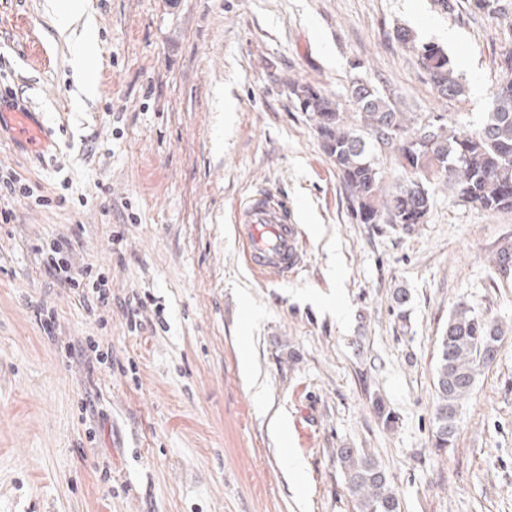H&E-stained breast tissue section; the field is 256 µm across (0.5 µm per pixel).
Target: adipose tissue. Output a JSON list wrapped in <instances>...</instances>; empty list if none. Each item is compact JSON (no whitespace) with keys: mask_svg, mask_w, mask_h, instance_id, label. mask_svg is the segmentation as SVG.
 Here are the masks:
<instances>
[{"mask_svg":"<svg viewBox=\"0 0 512 512\" xmlns=\"http://www.w3.org/2000/svg\"><path fill=\"white\" fill-rule=\"evenodd\" d=\"M48 4L55 16L66 21L78 20L82 23V31L74 42L71 66L82 79L85 96H92L97 89V83L91 74L97 54L94 19L86 15L84 0H48Z\"/></svg>","mask_w":512,"mask_h":512,"instance_id":"obj_1","label":"adipose tissue"}]
</instances>
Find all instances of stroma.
I'll return each mask as SVG.
<instances>
[{"mask_svg":"<svg viewBox=\"0 0 512 512\" xmlns=\"http://www.w3.org/2000/svg\"><path fill=\"white\" fill-rule=\"evenodd\" d=\"M88 4L100 83L77 111L71 47L46 0H0V89L50 134L36 151L0 134V172L66 197L12 201L15 219L0 226V512H356L339 448L377 458L401 512H512V277L492 264L512 242V212L460 205L439 184L425 223H355L288 94L307 82L349 112L361 81L408 115L480 124L512 5L492 20L468 0L451 14L431 0ZM400 28L448 52L465 97L437 96ZM260 188L298 211L303 265L285 282L253 273L236 237L234 209ZM77 227L76 264L103 272L114 297L147 296L144 329L130 331L117 307L99 326L45 275L34 244ZM33 301L57 311L55 337ZM462 301L507 335L439 452L434 369ZM87 336L111 346V365L91 373L64 356ZM287 449L305 464L304 490Z\"/></svg>","mask_w":512,"mask_h":512,"instance_id":"35a3bbf8","label":"stroma"}]
</instances>
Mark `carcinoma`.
I'll return each mask as SVG.
<instances>
[{
  "label": "carcinoma",
  "mask_w": 512,
  "mask_h": 512,
  "mask_svg": "<svg viewBox=\"0 0 512 512\" xmlns=\"http://www.w3.org/2000/svg\"><path fill=\"white\" fill-rule=\"evenodd\" d=\"M473 9L496 18L502 0H471ZM411 44L420 74L438 97L458 99L466 88L448 53L430 43L414 44L410 34L396 31ZM493 108L474 128L461 126L441 113L423 120L395 109L377 88L355 81L349 90L357 108L355 123L348 113L310 83H288L289 95L312 122L322 147L336 166L358 224L425 223L433 205L432 182L441 180L463 204L488 212L512 211V47H503L496 61ZM395 155L402 180L384 186L374 151ZM495 271L512 270V244L496 252ZM503 328L474 307L459 303L448 318L436 367L433 411L434 447L449 448L458 433V416L477 376L489 367L488 347L499 345ZM348 490L358 512H400L397 491L378 460L358 448L336 449Z\"/></svg>",
  "instance_id": "carcinoma-1"
}]
</instances>
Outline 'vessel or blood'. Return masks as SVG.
<instances>
[{"mask_svg": "<svg viewBox=\"0 0 512 512\" xmlns=\"http://www.w3.org/2000/svg\"><path fill=\"white\" fill-rule=\"evenodd\" d=\"M0 115L8 118L19 145L39 148L45 143L46 136L33 113L7 109L0 100ZM235 223L244 260L254 273L273 281L296 274L303 240L287 194L266 188L246 196L236 209Z\"/></svg>", "mask_w": 512, "mask_h": 512, "instance_id": "1", "label": "vessel or blood"}]
</instances>
